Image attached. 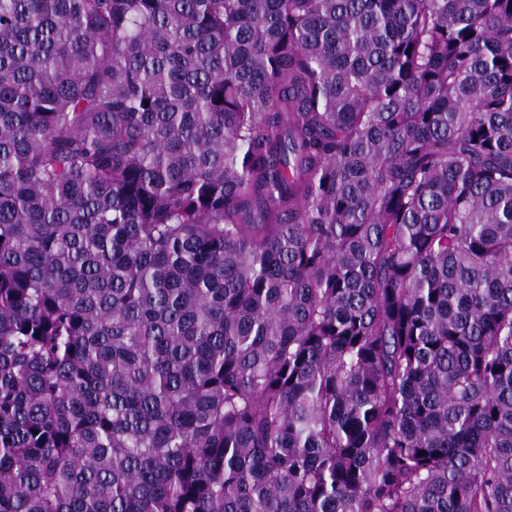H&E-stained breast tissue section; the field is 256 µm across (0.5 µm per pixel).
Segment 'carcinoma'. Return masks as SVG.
Here are the masks:
<instances>
[{
	"instance_id": "cac0c4a2",
	"label": "carcinoma",
	"mask_w": 512,
	"mask_h": 512,
	"mask_svg": "<svg viewBox=\"0 0 512 512\" xmlns=\"http://www.w3.org/2000/svg\"><path fill=\"white\" fill-rule=\"evenodd\" d=\"M0 512H512V0H0Z\"/></svg>"
}]
</instances>
